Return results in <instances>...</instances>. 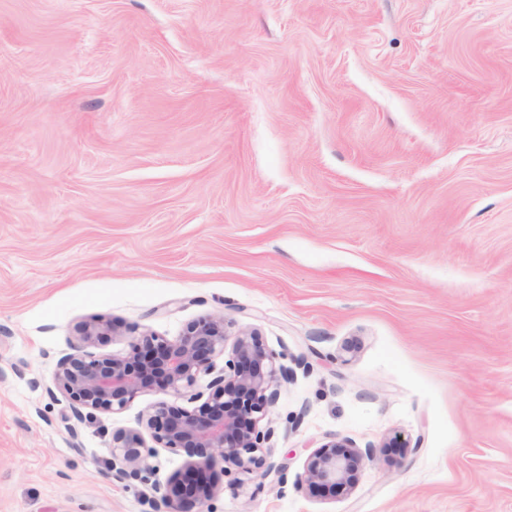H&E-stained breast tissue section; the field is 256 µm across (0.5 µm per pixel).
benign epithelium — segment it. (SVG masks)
I'll return each instance as SVG.
<instances>
[{
  "label": "benign epithelium",
  "mask_w": 512,
  "mask_h": 512,
  "mask_svg": "<svg viewBox=\"0 0 512 512\" xmlns=\"http://www.w3.org/2000/svg\"><path fill=\"white\" fill-rule=\"evenodd\" d=\"M121 335V327L103 317L86 320L74 353L58 361L52 384L70 399L79 421L83 408L112 413L147 391L190 400L205 397L193 409L160 402L140 428L115 432L110 465L112 478L119 482L131 477L147 482L155 472L157 448L199 449L197 458L186 460L167 484H151V504L153 512H201L224 489L230 468L246 472L260 464L254 453L274 435L260 423L276 401V386L285 372L275 367L273 352L256 334L244 333L235 337L225 370L209 381L206 393L194 391L200 375L212 374V358L225 352L228 336L222 316L202 317L174 340L138 336L124 355L100 357L89 351L101 339ZM372 456L371 446L362 450L331 440L309 455L294 489L304 496L317 490L326 496L338 489L350 491Z\"/></svg>",
  "instance_id": "obj_1"
}]
</instances>
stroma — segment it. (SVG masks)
<instances>
[{
  "instance_id": "1",
  "label": "stroma",
  "mask_w": 512,
  "mask_h": 512,
  "mask_svg": "<svg viewBox=\"0 0 512 512\" xmlns=\"http://www.w3.org/2000/svg\"><path fill=\"white\" fill-rule=\"evenodd\" d=\"M93 316L288 370L206 512H512V0H0V512H151L112 435L190 402L76 420ZM372 456L370 445L362 450L346 441L331 440L309 455L303 473L296 475L294 489L303 496L317 490L326 496L334 495L337 489L351 491Z\"/></svg>"
}]
</instances>
